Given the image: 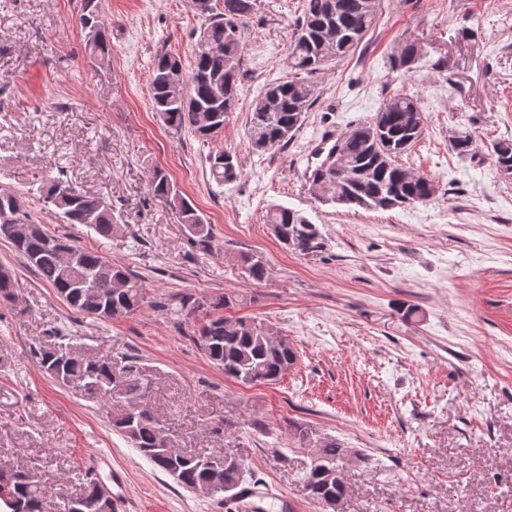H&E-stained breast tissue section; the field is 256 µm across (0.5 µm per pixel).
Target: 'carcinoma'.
I'll return each instance as SVG.
<instances>
[{"instance_id": "cac0c4a2", "label": "carcinoma", "mask_w": 512, "mask_h": 512, "mask_svg": "<svg viewBox=\"0 0 512 512\" xmlns=\"http://www.w3.org/2000/svg\"><path fill=\"white\" fill-rule=\"evenodd\" d=\"M253 8L254 0H223V11H208V23L201 30L189 77L187 101L175 100L170 84V76L182 71L180 58L168 53L156 57L150 74L151 104L167 126H187L203 140L212 135L202 132L199 113H209L212 125L224 126V117L232 111L238 97L243 28ZM377 15L372 0H306L303 18L288 52V67L293 76L267 84L251 110L248 137L254 153L261 155L291 140L302 125L304 114L318 99L316 74L326 63L353 52L375 24ZM80 24L87 30L90 58L105 62L110 54V41L93 8V0H84ZM424 127L425 117L417 100L407 94L393 95L372 120L356 126L336 144L343 169L341 177H336L326 158L316 167L311 188L322 193L325 201L350 210L387 211L432 200L437 191L434 182L397 163L419 140ZM492 155L500 172L512 175V139L494 142ZM209 164L210 175L219 185L238 178L237 159L228 152L209 155ZM150 193L175 210L192 240L211 243V225L205 223L194 204L163 170L154 171ZM19 196L16 188L0 185V238L10 242L71 309L82 315L110 319L117 313L133 314L146 303L147 293L141 279L125 265L112 263L98 251L77 245L68 237L52 234L22 208ZM42 205L62 223L86 224L103 238L112 237L118 230V225L112 222V204L101 195L77 189L62 173L50 180L42 195ZM266 223L275 226L276 239L299 256H313L325 248L318 227L296 210L279 206L267 214ZM13 224H25L29 231L17 238L10 232ZM243 300V295L235 293L210 299L184 296L174 304L171 313L179 318L198 310L219 311ZM197 344L224 371V376L245 385L277 381L296 362L295 348L288 338L274 340L268 326L246 318L212 317L202 325ZM38 356L41 367L59 383L79 381L88 393L107 403L119 395L128 405H141L136 411H117L112 416V425L121 434L132 430L131 444L160 471L168 474L177 470L178 484L189 488L214 481L217 488L213 496L220 497L222 502L238 500L240 493L232 497L227 489H237L244 482L245 460L237 464L235 457H229L224 461V470L215 476L206 466V457L162 447L155 433L159 422L145 405L148 385L122 384L112 371V363L71 357L61 343L38 351ZM293 435L302 445L316 440L313 432L302 426L294 427ZM316 441V458L305 481L311 487L312 499L331 500L339 505L345 500L347 486L338 466L351 456V450L332 439ZM96 482L98 479H90L80 492L64 499L62 512H116L112 505L95 500ZM46 494L45 486L28 482L25 470L17 467L7 483H0V502L10 512H22L24 508L27 512H38Z\"/></svg>"}]
</instances>
